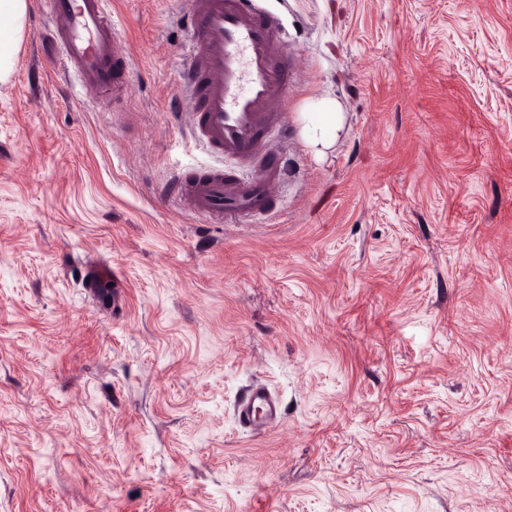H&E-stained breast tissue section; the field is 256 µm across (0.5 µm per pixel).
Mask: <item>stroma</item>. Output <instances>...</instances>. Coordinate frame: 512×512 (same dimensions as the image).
<instances>
[{
  "mask_svg": "<svg viewBox=\"0 0 512 512\" xmlns=\"http://www.w3.org/2000/svg\"><path fill=\"white\" fill-rule=\"evenodd\" d=\"M304 61L279 214L162 194L189 18L108 0L80 106L29 10L0 82V512H512V0H262ZM336 100L335 144L298 116ZM279 399L242 428L254 384Z\"/></svg>",
  "mask_w": 512,
  "mask_h": 512,
  "instance_id": "obj_1",
  "label": "stroma"
}]
</instances>
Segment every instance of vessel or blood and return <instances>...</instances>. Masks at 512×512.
<instances>
[{
    "instance_id": "b4317fda",
    "label": "vessel or blood",
    "mask_w": 512,
    "mask_h": 512,
    "mask_svg": "<svg viewBox=\"0 0 512 512\" xmlns=\"http://www.w3.org/2000/svg\"><path fill=\"white\" fill-rule=\"evenodd\" d=\"M106 0H39L46 31L66 71L82 92L107 101L131 93L129 60L122 57ZM191 36L181 93L192 107L179 111L194 139L233 159V170L201 168L172 182L193 214L239 223L266 220L278 210L276 188L285 167L273 137L287 138L288 89L299 73L280 19L255 0H184ZM267 388L255 385L237 404L242 427L274 407Z\"/></svg>"
}]
</instances>
